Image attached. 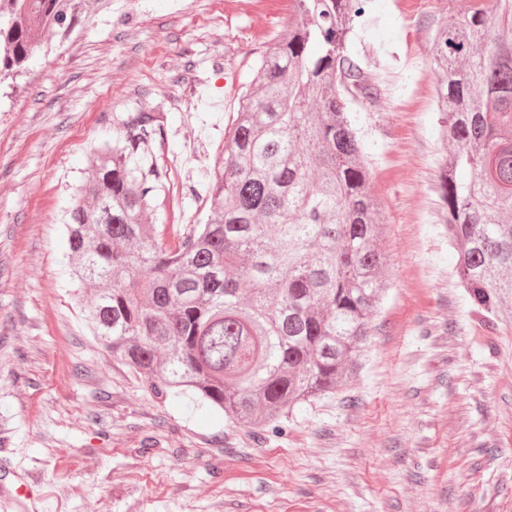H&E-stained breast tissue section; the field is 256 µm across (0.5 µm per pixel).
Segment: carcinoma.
<instances>
[{
  "label": "carcinoma",
  "mask_w": 512,
  "mask_h": 512,
  "mask_svg": "<svg viewBox=\"0 0 512 512\" xmlns=\"http://www.w3.org/2000/svg\"><path fill=\"white\" fill-rule=\"evenodd\" d=\"M109 0H0V87ZM205 168L203 224H156L160 117L140 112L91 149L66 210L77 293L98 288L93 336L161 399L254 427L346 386L384 287L378 211L350 101L374 94L350 49L369 0H292ZM477 42L486 45L474 57ZM430 62L454 152L439 168L456 275L488 323L512 299V0H473Z\"/></svg>",
  "instance_id": "cac0c4a2"
}]
</instances>
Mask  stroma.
Masks as SVG:
<instances>
[{"instance_id": "stroma-1", "label": "stroma", "mask_w": 512, "mask_h": 512, "mask_svg": "<svg viewBox=\"0 0 512 512\" xmlns=\"http://www.w3.org/2000/svg\"><path fill=\"white\" fill-rule=\"evenodd\" d=\"M463 8L373 0L352 40L377 75L350 118L386 286L356 380L260 436L156 399L94 338L64 215L91 148L157 112V221L197 223L200 172L291 0H110L0 89V512H512V317L474 313L435 192L453 145L429 54Z\"/></svg>"}]
</instances>
